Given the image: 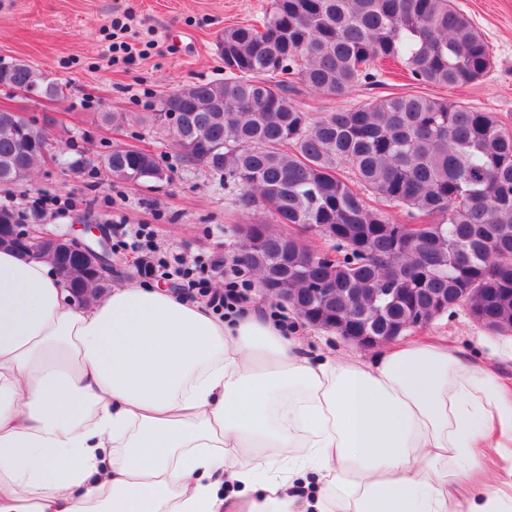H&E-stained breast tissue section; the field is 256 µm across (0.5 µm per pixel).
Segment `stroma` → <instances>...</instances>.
Masks as SVG:
<instances>
[{"label":"stroma","mask_w":512,"mask_h":512,"mask_svg":"<svg viewBox=\"0 0 512 512\" xmlns=\"http://www.w3.org/2000/svg\"><path fill=\"white\" fill-rule=\"evenodd\" d=\"M271 2L0 0V61L28 62L67 85L64 97L56 100L0 85V109L38 121L54 118L55 135L66 142L67 152L102 155L134 145L157 154L167 173L164 180L133 185L104 180L93 171L76 178L45 162L24 187H0V200L51 195L55 203L40 222L54 233L71 232L81 215L108 228L121 219L151 225L161 248L174 255L208 262L237 255L240 226L261 218V211L240 208V186L220 185L203 167L185 161L172 138L140 121L139 115L179 86L222 78L224 62L216 48L220 34L224 28L259 20ZM452 5L491 48L492 67L483 78L451 90L419 84L388 67L345 97L325 98L300 85L293 99L315 117L392 94H421L497 113L512 128V0H452ZM126 14L133 21L123 39L135 44L138 54L104 66V57L112 53V20ZM105 112L112 113L113 122H102ZM251 307L287 315L289 335L300 341L311 359L329 354L367 361L375 353L374 348L310 325L288 304L267 298L261 288L253 289ZM407 336L440 339L479 354L512 383V361L495 353L512 335L477 323L466 307H455Z\"/></svg>","instance_id":"1"}]
</instances>
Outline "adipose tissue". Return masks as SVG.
Wrapping results in <instances>:
<instances>
[{"mask_svg": "<svg viewBox=\"0 0 512 512\" xmlns=\"http://www.w3.org/2000/svg\"><path fill=\"white\" fill-rule=\"evenodd\" d=\"M512 386L411 339L314 362L254 311L130 283L86 305L0 249V512H512L480 482Z\"/></svg>", "mask_w": 512, "mask_h": 512, "instance_id": "1", "label": "adipose tissue"}]
</instances>
